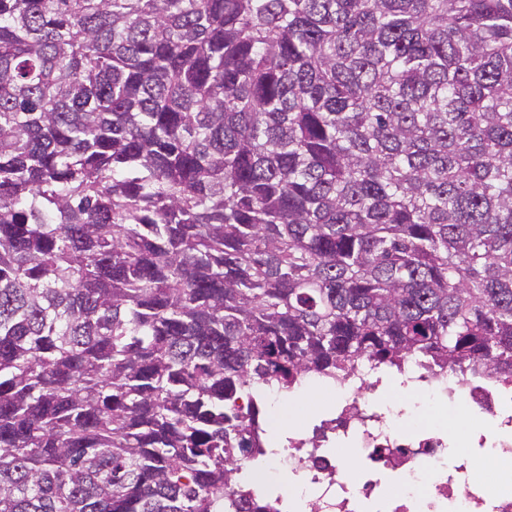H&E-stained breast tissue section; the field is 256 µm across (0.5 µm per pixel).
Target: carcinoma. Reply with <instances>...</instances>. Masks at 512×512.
I'll list each match as a JSON object with an SVG mask.
<instances>
[{
    "label": "carcinoma",
    "instance_id": "1",
    "mask_svg": "<svg viewBox=\"0 0 512 512\" xmlns=\"http://www.w3.org/2000/svg\"><path fill=\"white\" fill-rule=\"evenodd\" d=\"M411 357L512 376V0H0V512H270Z\"/></svg>",
    "mask_w": 512,
    "mask_h": 512
}]
</instances>
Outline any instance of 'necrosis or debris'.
<instances>
[{
	"mask_svg": "<svg viewBox=\"0 0 512 512\" xmlns=\"http://www.w3.org/2000/svg\"><path fill=\"white\" fill-rule=\"evenodd\" d=\"M300 387L332 399L282 435L251 476L276 492L278 512H512V379L431 372L414 358L394 376L370 359L352 377L309 374ZM448 415L464 430L444 428ZM344 448L365 467L349 470ZM487 457L490 469H478ZM280 469L297 480L285 494L276 491Z\"/></svg>",
	"mask_w": 512,
	"mask_h": 512,
	"instance_id": "necrosis-or-debris-1",
	"label": "necrosis or debris"
}]
</instances>
